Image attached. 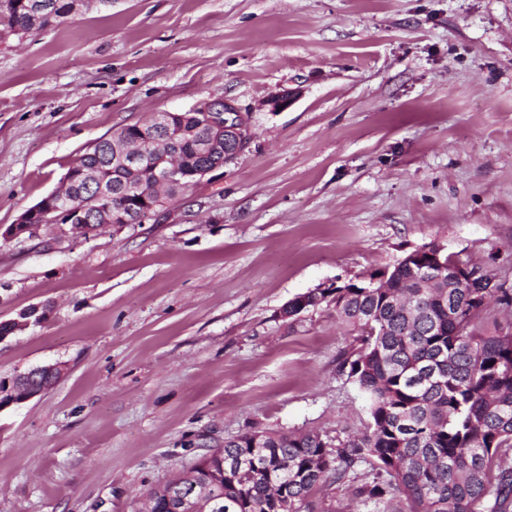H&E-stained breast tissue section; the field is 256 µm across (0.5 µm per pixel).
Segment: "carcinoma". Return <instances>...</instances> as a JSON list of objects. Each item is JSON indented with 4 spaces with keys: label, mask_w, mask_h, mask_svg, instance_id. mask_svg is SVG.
Here are the masks:
<instances>
[{
    "label": "carcinoma",
    "mask_w": 512,
    "mask_h": 512,
    "mask_svg": "<svg viewBox=\"0 0 512 512\" xmlns=\"http://www.w3.org/2000/svg\"><path fill=\"white\" fill-rule=\"evenodd\" d=\"M76 0H0V43L55 28L73 16ZM178 157L190 177L223 161L224 148L202 155L200 112H180ZM142 137L137 125L100 137L69 168L66 194L88 201L89 186L105 181L120 202L121 174L112 171V136ZM154 151L145 149L138 181L153 201ZM458 255L429 243L393 267L359 283L318 288L307 307L326 303L356 333L338 370L368 399L361 434L332 443L318 432H246L202 455L215 464L244 460L224 478L218 512H317L314 495L349 477L361 462L376 471L357 495L376 512H512V318L501 322L489 302L512 308V289L478 267L473 279L450 287Z\"/></svg>",
    "instance_id": "cac0c4a2"
}]
</instances>
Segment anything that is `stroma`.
<instances>
[{"mask_svg": "<svg viewBox=\"0 0 512 512\" xmlns=\"http://www.w3.org/2000/svg\"><path fill=\"white\" fill-rule=\"evenodd\" d=\"M295 98L273 110L283 91ZM230 98L249 148L157 220L0 239V512H140L253 430L364 429L354 332L296 296L435 243L512 286V0H92L0 44V226L103 135ZM359 464L318 496L375 512ZM60 373L58 366H40L33 368L28 372L21 373L15 377L12 386L8 390L12 394V398L1 403L0 410L12 404L25 402L41 392L49 385L50 381ZM34 374H44L47 379L44 381H33Z\"/></svg>", "mask_w": 512, "mask_h": 512, "instance_id": "obj_1", "label": "stroma"}]
</instances>
